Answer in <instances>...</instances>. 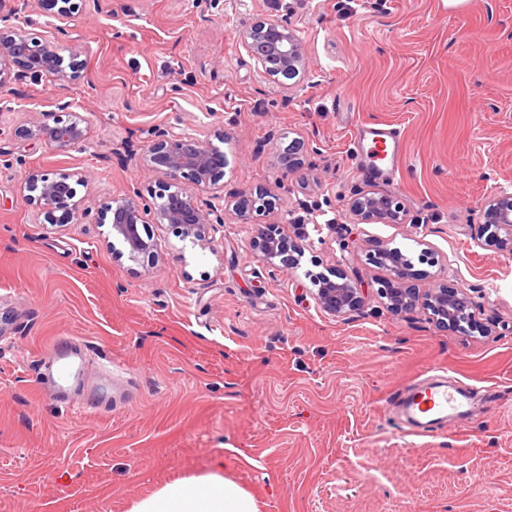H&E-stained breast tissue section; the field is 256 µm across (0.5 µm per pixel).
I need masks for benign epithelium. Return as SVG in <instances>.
Wrapping results in <instances>:
<instances>
[{"instance_id":"1","label":"benign epithelium","mask_w":512,"mask_h":512,"mask_svg":"<svg viewBox=\"0 0 512 512\" xmlns=\"http://www.w3.org/2000/svg\"><path fill=\"white\" fill-rule=\"evenodd\" d=\"M0 19V86L13 78L38 77L45 72L75 80L82 68L80 48L48 41L41 33L7 25ZM242 44L257 71L265 78L279 75L290 78L306 72L301 41L294 29L276 19H259L241 34ZM66 102L37 123L27 135L37 137L60 150L82 145L87 139L83 117ZM144 164L159 169L166 179L158 182L150 197L138 193L112 196L100 207L98 223L110 224L107 241L112 255L131 261L153 258L158 243L141 229L148 224H171L180 229L182 239L202 249L211 248L205 229L224 226V211L232 209L241 216L248 210L260 211L272 205V197L259 189L242 201L231 203L224 198V150L210 140L176 127L159 128L143 154ZM86 183L81 173L35 171L27 177L26 188L37 195L27 200L48 219L60 224H79L85 214L74 202L75 186ZM207 193L202 198L198 192ZM60 216H55V213ZM483 224L477 246L495 253L512 254V194L500 192L481 206ZM350 217L359 224L371 222L399 224L402 209L391 195L360 193L349 206ZM249 247L267 265L275 268L298 267L306 245L287 244L275 225L270 224L252 237ZM368 260L386 272L376 294L388 312L403 315L422 308L433 322L457 329L479 323L476 307L463 288L440 286L425 292L408 284L411 259L400 248L377 245ZM315 289L312 296L317 308L333 317L349 319L359 313L369 291L334 268L327 272L308 273Z\"/></svg>"}]
</instances>
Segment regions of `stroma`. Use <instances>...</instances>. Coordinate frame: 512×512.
Listing matches in <instances>:
<instances>
[{
    "label": "stroma",
    "mask_w": 512,
    "mask_h": 512,
    "mask_svg": "<svg viewBox=\"0 0 512 512\" xmlns=\"http://www.w3.org/2000/svg\"><path fill=\"white\" fill-rule=\"evenodd\" d=\"M12 12L78 45L83 68L0 87V512H128L216 468L262 512H512V254L476 243L482 202L512 193V0H80L60 22L40 0H0ZM259 18L296 30L305 74L260 75L241 41ZM61 101L89 128L66 151L25 134ZM368 123L402 134L394 178L356 172L351 138ZM167 126L223 134L226 199L262 188L275 205L226 211L210 250L148 225L158 260L116 259L100 205L162 180L142 155ZM296 138L286 175L278 152ZM35 170L87 175L82 223L28 203ZM360 192L394 196L404 222L348 223ZM330 219L340 228L297 270L248 246L269 224L293 240ZM381 242L412 259L420 290L468 288L487 334L374 299L348 320L319 311L307 271L379 288L365 253ZM75 340L100 399L60 405L42 357ZM109 360L122 373L104 377ZM431 374L472 389L474 421L405 434L388 405Z\"/></svg>",
    "instance_id": "35a3bbf8"
}]
</instances>
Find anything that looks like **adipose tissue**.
<instances>
[{
	"mask_svg": "<svg viewBox=\"0 0 512 512\" xmlns=\"http://www.w3.org/2000/svg\"><path fill=\"white\" fill-rule=\"evenodd\" d=\"M129 512H260L252 493L212 470L162 485L131 504Z\"/></svg>",
	"mask_w": 512,
	"mask_h": 512,
	"instance_id": "obj_1",
	"label": "adipose tissue"
}]
</instances>
